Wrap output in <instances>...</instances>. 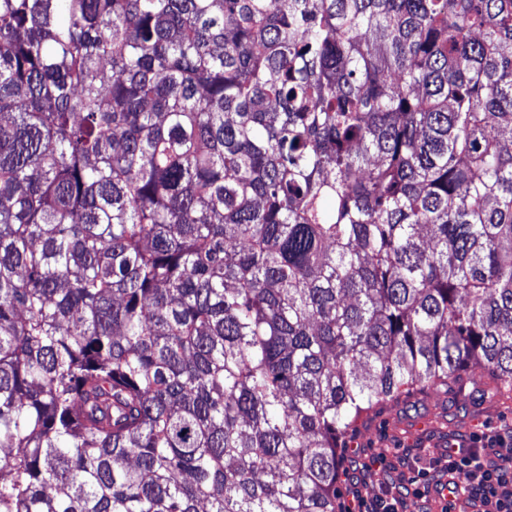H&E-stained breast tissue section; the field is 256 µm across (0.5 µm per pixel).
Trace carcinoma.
<instances>
[{
	"label": "carcinoma",
	"mask_w": 512,
	"mask_h": 512,
	"mask_svg": "<svg viewBox=\"0 0 512 512\" xmlns=\"http://www.w3.org/2000/svg\"><path fill=\"white\" fill-rule=\"evenodd\" d=\"M512 386V0H0V512H336L362 415Z\"/></svg>",
	"instance_id": "1"
}]
</instances>
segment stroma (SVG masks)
Returning a JSON list of instances; mask_svg holds the SVG:
<instances>
[{"label": "stroma", "instance_id": "obj_1", "mask_svg": "<svg viewBox=\"0 0 512 512\" xmlns=\"http://www.w3.org/2000/svg\"><path fill=\"white\" fill-rule=\"evenodd\" d=\"M483 374L481 367H470L469 380L462 388L447 394H417L374 409L357 420L343 438L347 457L340 468L337 494H346L355 478L361 479L363 494H376L377 478L367 467L378 453H386L399 472L409 478L414 474L413 461L440 457L449 436L470 438L512 427V394L489 395L481 381ZM404 420L422 422L423 427L418 431L401 429Z\"/></svg>", "mask_w": 512, "mask_h": 512}]
</instances>
